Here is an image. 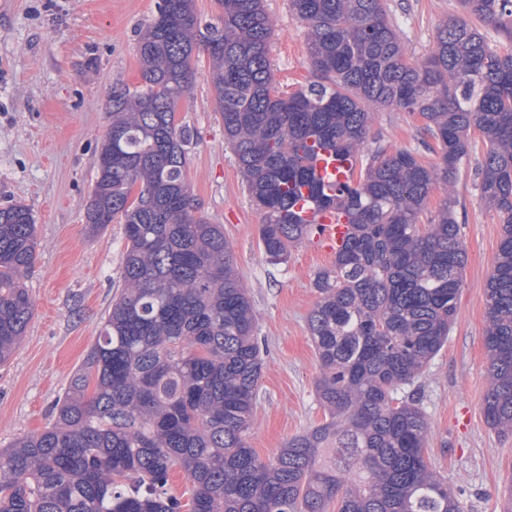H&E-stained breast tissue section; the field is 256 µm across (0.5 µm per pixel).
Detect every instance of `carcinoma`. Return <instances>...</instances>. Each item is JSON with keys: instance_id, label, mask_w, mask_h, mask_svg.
<instances>
[{"instance_id": "obj_1", "label": "carcinoma", "mask_w": 512, "mask_h": 512, "mask_svg": "<svg viewBox=\"0 0 512 512\" xmlns=\"http://www.w3.org/2000/svg\"><path fill=\"white\" fill-rule=\"evenodd\" d=\"M159 0L138 34L139 85L112 91V123L85 204L94 235L124 224L123 288L42 430L0 448V512H464L425 456L421 398L397 394L448 340L468 261L453 185L477 131L480 199L503 235L487 280V424L512 432V0H457L434 47L408 56L386 0H289L316 80L277 86L266 0ZM203 44L209 78L267 261L307 240L308 208L348 234L312 286L308 319L329 419L270 459L247 444L262 373L256 314L224 226L196 214L192 134L176 120ZM417 115L439 150L365 152L371 109ZM324 151L352 162L324 182ZM444 197L434 212L432 193ZM37 247L22 204L0 209V365L32 315ZM180 469L190 501L171 492Z\"/></svg>"}]
</instances>
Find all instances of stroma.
I'll use <instances>...</instances> for the list:
<instances>
[{"instance_id": "1", "label": "stroma", "mask_w": 512, "mask_h": 512, "mask_svg": "<svg viewBox=\"0 0 512 512\" xmlns=\"http://www.w3.org/2000/svg\"><path fill=\"white\" fill-rule=\"evenodd\" d=\"M158 0H0V208L27 206L35 219V266L26 279L32 318L16 352L0 367V447L43 429L81 367L122 288L123 226L93 236L84 206L102 138L112 121L113 87L137 85V31ZM408 53L430 52L435 26L458 13L457 0H387ZM274 21L271 57L286 92L312 81L305 29L288 0H267ZM178 118L191 130L188 181L194 203L224 227L249 291L262 341V376L247 442L272 457L292 437L322 424L315 382L320 362L308 330L318 294L315 272L331 257L293 249L269 264L259 246L261 217L252 206L224 141L206 51ZM420 119L374 110L369 147L415 148L426 140ZM471 166L455 184L468 254L458 313L448 341L416 380L430 434L425 455L458 494L465 512H501L512 488V434L492 430L483 414L489 386L484 345L485 288L502 226L479 199L473 165L485 146L471 136Z\"/></svg>"}]
</instances>
